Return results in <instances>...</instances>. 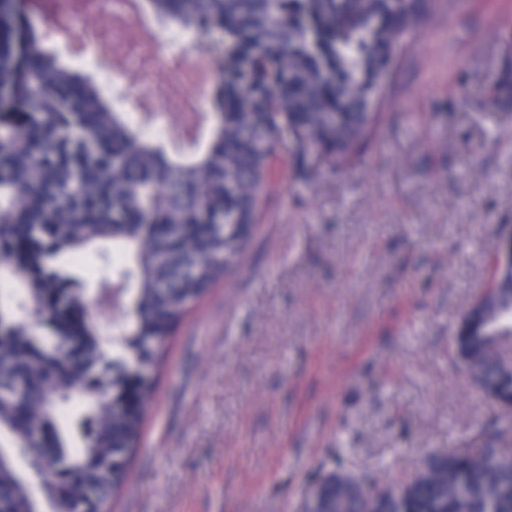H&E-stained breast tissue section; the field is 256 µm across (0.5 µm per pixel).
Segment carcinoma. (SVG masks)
<instances>
[{
	"mask_svg": "<svg viewBox=\"0 0 512 512\" xmlns=\"http://www.w3.org/2000/svg\"><path fill=\"white\" fill-rule=\"evenodd\" d=\"M188 32L221 30L223 68L207 143L172 156L49 45L39 16L0 0V109L22 89L30 120L0 132V512H109L152 400L153 369L187 312L246 253L273 162L297 177L343 171L376 143L383 79L437 0H145ZM26 246L22 259L13 257ZM123 262L102 284L125 297V325L77 308L92 248ZM49 297L67 307L49 320ZM477 397L499 410L465 448L382 488L333 469L301 512H512V281L479 297L452 336Z\"/></svg>",
	"mask_w": 512,
	"mask_h": 512,
	"instance_id": "1",
	"label": "carcinoma"
}]
</instances>
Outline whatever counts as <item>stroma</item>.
Listing matches in <instances>:
<instances>
[{"label": "stroma", "instance_id": "35a3bbf8", "mask_svg": "<svg viewBox=\"0 0 512 512\" xmlns=\"http://www.w3.org/2000/svg\"><path fill=\"white\" fill-rule=\"evenodd\" d=\"M512 0H440L344 171L280 162L244 260L180 324L112 512H298L321 472L405 480L492 410L452 361L512 225Z\"/></svg>", "mask_w": 512, "mask_h": 512}]
</instances>
